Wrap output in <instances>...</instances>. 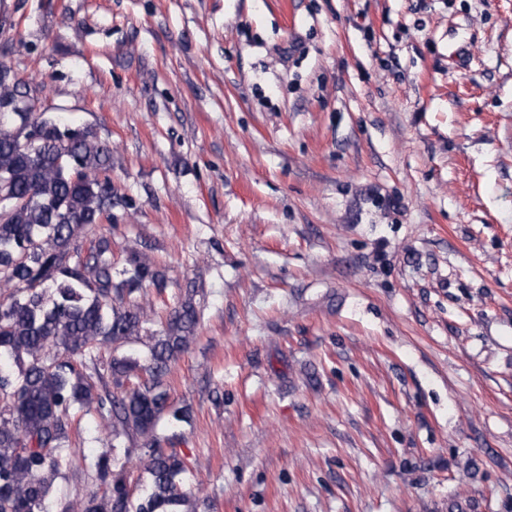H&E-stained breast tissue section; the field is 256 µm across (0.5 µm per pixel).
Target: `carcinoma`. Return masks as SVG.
I'll list each match as a JSON object with an SVG mask.
<instances>
[{"label":"carcinoma","mask_w":512,"mask_h":512,"mask_svg":"<svg viewBox=\"0 0 512 512\" xmlns=\"http://www.w3.org/2000/svg\"><path fill=\"white\" fill-rule=\"evenodd\" d=\"M28 92L0 68V108ZM129 206L112 187V147L90 129L66 128L43 112L0 111V512H181L194 493L188 463L157 433L170 410L164 378L193 340L206 291L192 284L152 331L167 276L130 248L116 271L112 239L96 233L112 208ZM149 358L117 354L133 339ZM110 357H104L106 351ZM106 424L91 458L102 494L81 501L55 494L75 452L76 413ZM139 443L152 477L135 502L120 458Z\"/></svg>","instance_id":"obj_1"}]
</instances>
